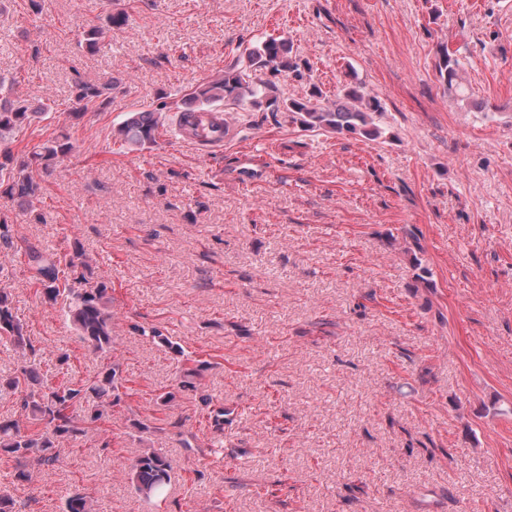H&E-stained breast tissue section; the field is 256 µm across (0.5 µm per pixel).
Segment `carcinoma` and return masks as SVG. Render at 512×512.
<instances>
[{"mask_svg": "<svg viewBox=\"0 0 512 512\" xmlns=\"http://www.w3.org/2000/svg\"><path fill=\"white\" fill-rule=\"evenodd\" d=\"M128 19L129 14L123 8L106 12L98 24L83 32L86 49L96 51L102 37L126 25ZM245 55V63L225 68L223 73L188 93L183 111L222 102L272 113L286 112L291 122L307 129L359 134L372 140L385 135V128L380 125L384 108L379 99L360 84L344 85L332 102L327 101L315 85L306 99H280L274 78L286 74L300 81L312 69L309 61L292 55L288 40L269 36L245 49ZM436 69L448 93L465 100L467 94L461 82L462 63L458 50L440 46ZM110 91L112 87L107 85L77 83L70 112L86 111L89 103ZM166 109L167 103L163 101L150 110L131 113L115 128L112 137L135 147L156 144L161 127L158 113ZM51 111L50 104L34 108L14 98L13 85L0 80V141ZM72 150L70 136L61 131L47 139L38 151L20 157L5 155L0 162V185L6 184V188L0 193L26 205L25 213L32 220L41 221L42 215L34 203L42 195V177L51 173ZM0 245L11 249L25 265L30 283L45 302L65 301L66 314L80 340L102 359L94 376L86 381L51 382L31 361L40 348L27 335V328L17 315L14 289L0 286V340L8 343L17 357L13 370L0 374V392L9 391L18 396L16 413L10 417L0 416V455L14 462L12 485H29L38 471L63 464L61 448L68 440L84 438L101 448L110 447V440L102 433V424L112 421L115 408L125 402L128 393L120 364L111 358L115 342L112 282L98 273L95 260L83 246L76 241L70 251L58 255L26 239L18 241L12 235L8 215L2 212ZM141 333L148 334L153 342L174 355H183L178 344L159 328L143 329ZM209 367L207 360H193V366L182 370L176 385L160 393L158 400L171 405L179 395L198 391ZM130 427L141 439L145 434L151 436L171 429L180 435L183 422L176 419L161 427L132 419ZM174 467V460L160 448L150 447L141 452L131 465L136 492L146 494L150 501L167 499ZM61 512H95L93 499L79 491L69 492L61 499Z\"/></svg>", "mask_w": 512, "mask_h": 512, "instance_id": "1", "label": "carcinoma"}]
</instances>
